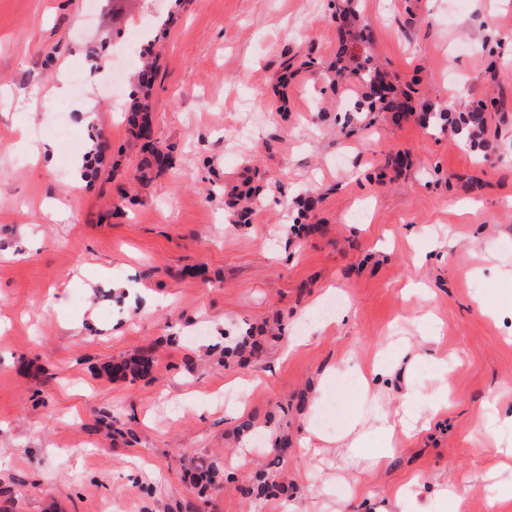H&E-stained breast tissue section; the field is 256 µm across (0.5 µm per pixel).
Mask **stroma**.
<instances>
[{
	"instance_id": "stroma-1",
	"label": "stroma",
	"mask_w": 512,
	"mask_h": 512,
	"mask_svg": "<svg viewBox=\"0 0 512 512\" xmlns=\"http://www.w3.org/2000/svg\"><path fill=\"white\" fill-rule=\"evenodd\" d=\"M141 30L174 158L148 183L124 118ZM342 48L380 67L395 110L352 113L372 89L353 71L331 84ZM101 64L121 81L96 82ZM77 72L114 168L89 186L68 178L88 129L52 93ZM477 99L495 103L486 149L425 121ZM27 123L52 162L19 145ZM329 289L343 307L286 353ZM510 294L512 0H0V512H253L243 479L278 434L290 497L261 512H373L410 476L489 469L467 512H512L488 505L512 481L494 454L512 448ZM248 331L258 355L225 357ZM391 344L423 359L379 405L444 384L448 407L369 471L338 441L358 394L338 364ZM147 348L149 375L112 377ZM248 417L262 441L243 456ZM313 429L322 443L301 449ZM201 459L231 473L203 497L186 475ZM360 468L354 494L339 475Z\"/></svg>"
}]
</instances>
